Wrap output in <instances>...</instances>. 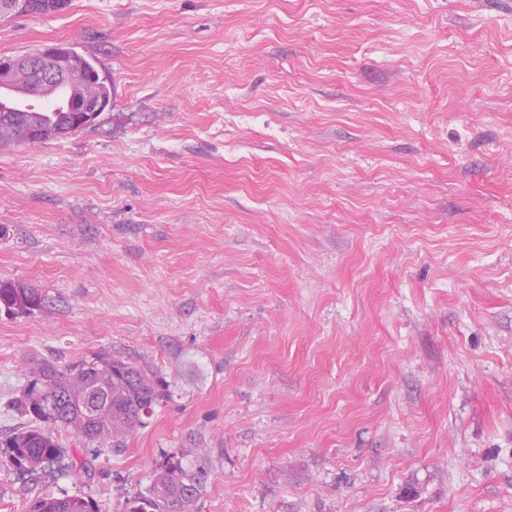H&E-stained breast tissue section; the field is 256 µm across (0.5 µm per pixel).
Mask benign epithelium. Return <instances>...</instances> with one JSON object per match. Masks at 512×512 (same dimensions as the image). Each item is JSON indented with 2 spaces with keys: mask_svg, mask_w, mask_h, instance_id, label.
<instances>
[{
  "mask_svg": "<svg viewBox=\"0 0 512 512\" xmlns=\"http://www.w3.org/2000/svg\"><path fill=\"white\" fill-rule=\"evenodd\" d=\"M37 77L45 88H52L60 82L70 85L71 96L65 103L68 112H96L101 108V102L85 86L81 72L74 65L73 53L67 47H48L40 52L37 71L33 70L27 58H0L1 90L21 92L29 88Z\"/></svg>",
  "mask_w": 512,
  "mask_h": 512,
  "instance_id": "obj_1",
  "label": "benign epithelium"
}]
</instances>
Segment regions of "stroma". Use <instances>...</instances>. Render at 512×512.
<instances>
[{"label":"stroma","instance_id":"35a3bbf8","mask_svg":"<svg viewBox=\"0 0 512 512\" xmlns=\"http://www.w3.org/2000/svg\"><path fill=\"white\" fill-rule=\"evenodd\" d=\"M111 89L0 146V435L28 358L166 388L115 454L0 463V512H126L172 453L198 512H512V0H70L0 20ZM86 460L82 478L75 459ZM49 298L39 288L19 282L0 281V315H26L46 308ZM94 508L84 497H42L32 503L29 512H95Z\"/></svg>","mask_w":512,"mask_h":512}]
</instances>
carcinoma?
Wrapping results in <instances>:
<instances>
[{
  "mask_svg": "<svg viewBox=\"0 0 512 512\" xmlns=\"http://www.w3.org/2000/svg\"><path fill=\"white\" fill-rule=\"evenodd\" d=\"M25 15H46L65 9L68 0H27ZM98 112H65L51 103L45 108L15 112L0 99V146L26 144L40 136L50 140L95 122ZM40 289L19 281H0V314L26 315L48 306ZM31 379L17 410L41 425H29L5 439L4 457L21 473L56 463L61 448L55 433L71 432L80 442L120 453L126 439L145 424L164 397L154 374L122 358L96 356L60 368L47 360L29 362ZM208 481V470L170 455L155 465L147 487L128 499L127 512H195ZM29 512H95L84 497H42Z\"/></svg>",
  "mask_w": 512,
  "mask_h": 512,
  "instance_id": "1",
  "label": "carcinoma"
}]
</instances>
